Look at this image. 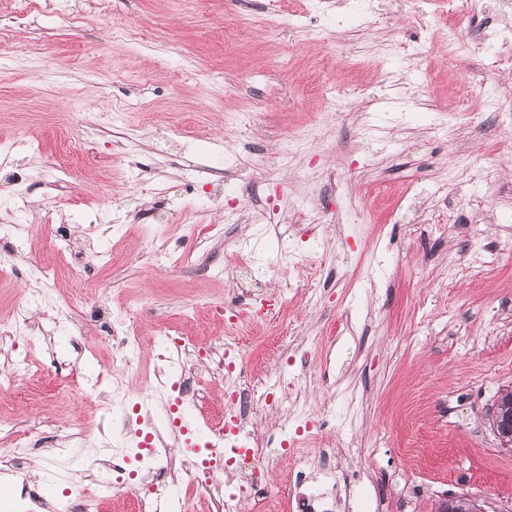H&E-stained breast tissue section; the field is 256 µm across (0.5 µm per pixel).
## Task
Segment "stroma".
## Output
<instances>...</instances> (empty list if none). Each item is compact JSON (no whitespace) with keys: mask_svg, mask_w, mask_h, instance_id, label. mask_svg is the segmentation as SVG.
<instances>
[{"mask_svg":"<svg viewBox=\"0 0 512 512\" xmlns=\"http://www.w3.org/2000/svg\"><path fill=\"white\" fill-rule=\"evenodd\" d=\"M465 2L288 0L283 29L252 23L262 0H0V144L27 146L0 166V225L29 228L0 240V316L25 297L36 325L19 347L0 343V367L27 369L0 393V418L36 442L0 478L1 504L24 483L59 512L67 478L85 481L78 432L119 419L93 391L117 375L113 313L139 316L136 391L154 336L216 343L224 320L207 300L225 315L248 306L205 273L240 250L255 261L249 284L296 286L279 320L245 330L243 360L260 376L287 369L278 423L295 434L306 408L321 427L302 448L336 450L335 481L314 470L298 498L437 512L465 493L512 512V451L490 426L512 385V112L482 108L512 98V56L480 37L512 14L479 0L470 27ZM451 38L462 50L450 61ZM189 222L224 235L196 243ZM92 224L91 250L47 252L55 227L81 238ZM151 247L190 260L163 266ZM79 297L83 313L65 319L56 299ZM55 318L65 327L43 334Z\"/></svg>","mask_w":512,"mask_h":512,"instance_id":"1","label":"stroma"}]
</instances>
